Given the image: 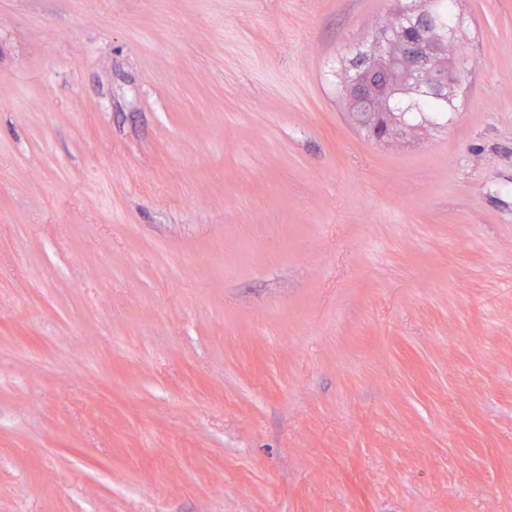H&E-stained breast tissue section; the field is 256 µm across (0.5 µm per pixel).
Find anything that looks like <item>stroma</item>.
Wrapping results in <instances>:
<instances>
[{
	"label": "stroma",
	"instance_id": "35a3bbf8",
	"mask_svg": "<svg viewBox=\"0 0 512 512\" xmlns=\"http://www.w3.org/2000/svg\"><path fill=\"white\" fill-rule=\"evenodd\" d=\"M395 6L0 0V512H512V0L375 141ZM453 100L448 101V98L442 99L427 96L421 97L418 103V108L413 109L410 112H416L417 114L422 115L424 119H426L425 115L440 118L446 112L452 111L454 107Z\"/></svg>",
	"mask_w": 512,
	"mask_h": 512
}]
</instances>
